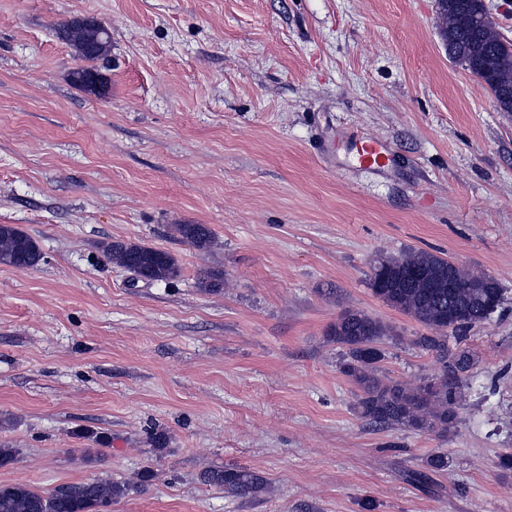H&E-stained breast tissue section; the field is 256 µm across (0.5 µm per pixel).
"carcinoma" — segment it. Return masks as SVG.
Here are the masks:
<instances>
[{
    "mask_svg": "<svg viewBox=\"0 0 512 512\" xmlns=\"http://www.w3.org/2000/svg\"><path fill=\"white\" fill-rule=\"evenodd\" d=\"M448 56L478 77L497 100L512 111V43L492 21L459 23L448 17L441 28ZM110 34L96 47H78L87 65L72 74L74 84L86 89L85 78L108 62ZM180 239L200 250L213 241L206 224H176ZM113 264L144 276L149 282H168L179 276L175 258L168 252L146 245L112 241L104 246ZM44 260L37 240L12 224H0V265L35 267ZM453 271L457 287L448 289V271ZM370 287L376 297L415 318L434 331L417 337L422 349L433 353L441 364L439 381L408 386L385 381L378 375L377 363L383 359L378 343L387 334L385 325L363 312L345 310L330 328L336 343L347 347L343 372L361 391L358 412L370 425H405L418 430L448 432L455 418L453 405L462 395L466 374L477 363L467 348L460 347L466 331L487 320L500 306L502 291L490 275L465 265H455L428 251H413L399 258H381L373 269ZM454 333L457 347L448 346V333ZM426 471L414 474L421 481L429 472L448 469V456L438 453L425 461ZM200 481L244 497L266 492V480L245 467H213L203 471ZM130 486L109 479H90L79 484L61 485L51 493H41L22 483L0 484V512H100L125 496Z\"/></svg>",
    "mask_w": 512,
    "mask_h": 512,
    "instance_id": "cac0c4a2",
    "label": "carcinoma"
}]
</instances>
